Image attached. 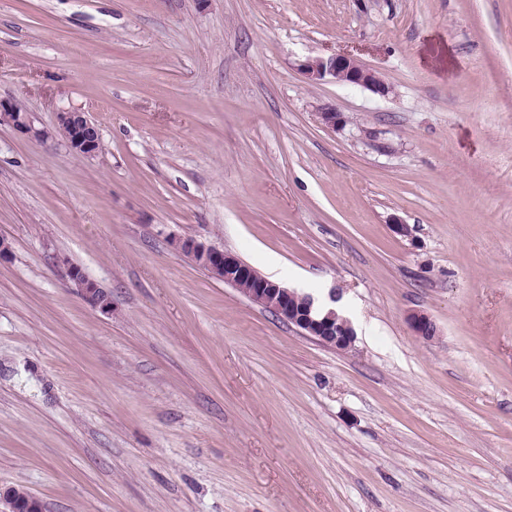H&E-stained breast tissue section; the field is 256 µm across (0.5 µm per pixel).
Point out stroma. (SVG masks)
<instances>
[{"mask_svg":"<svg viewBox=\"0 0 512 512\" xmlns=\"http://www.w3.org/2000/svg\"><path fill=\"white\" fill-rule=\"evenodd\" d=\"M333 54L388 94L308 83ZM0 99L103 144L0 126V486L46 512H512V0H0ZM173 234L341 288L353 348ZM7 124L43 142H61L74 155L90 157L101 150L99 129L91 117L76 108H63L56 113V123L51 128H36L27 111L18 103L0 100V125ZM70 277L87 304L102 314L111 315L112 297L107 292L78 268L70 270Z\"/></svg>","mask_w":512,"mask_h":512,"instance_id":"obj_1","label":"stroma"}]
</instances>
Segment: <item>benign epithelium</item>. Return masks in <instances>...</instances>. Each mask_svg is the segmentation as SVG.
<instances>
[{
  "mask_svg": "<svg viewBox=\"0 0 512 512\" xmlns=\"http://www.w3.org/2000/svg\"><path fill=\"white\" fill-rule=\"evenodd\" d=\"M301 71L311 84L330 77L339 83L360 86L381 95L389 92V87L375 71L347 55L309 59L301 64ZM2 124L10 125L43 143L61 142L77 156L90 157L100 152L99 129L91 117L80 109H60L53 127L37 128L19 103L0 100ZM169 241L193 263L251 302L295 326L301 334L338 351L353 347L355 329L350 319L336 310V303L342 298L341 289H329L325 298L298 292L267 279L236 255L195 237L172 235ZM70 277L87 304L105 315L112 314V297L94 280L78 268L70 270ZM409 322L417 336L427 341L437 336L435 323L427 314L413 312L409 315ZM0 512H45V506L33 495L19 497L12 486L0 487Z\"/></svg>",
  "mask_w": 512,
  "mask_h": 512,
  "instance_id": "obj_1",
  "label": "benign epithelium"
}]
</instances>
